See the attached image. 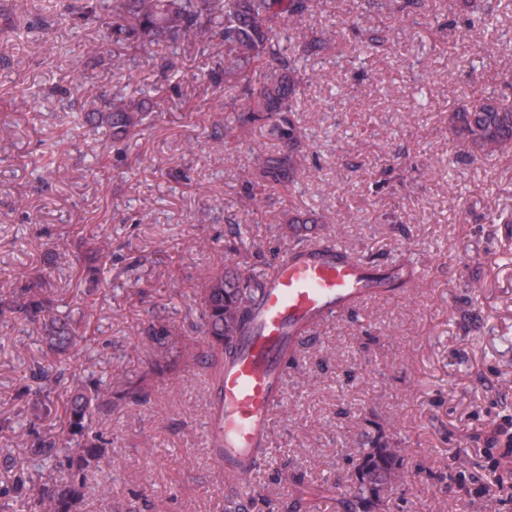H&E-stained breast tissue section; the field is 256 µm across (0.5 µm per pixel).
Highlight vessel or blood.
I'll use <instances>...</instances> for the list:
<instances>
[{"mask_svg": "<svg viewBox=\"0 0 512 512\" xmlns=\"http://www.w3.org/2000/svg\"><path fill=\"white\" fill-rule=\"evenodd\" d=\"M361 267L325 255L286 257L269 284L257 328L241 341V355L224 371L221 414L214 421L228 447H254L280 401L276 388L281 354L298 326L311 317L343 310L368 293Z\"/></svg>", "mask_w": 512, "mask_h": 512, "instance_id": "b4317fda", "label": "vessel or blood"}]
</instances>
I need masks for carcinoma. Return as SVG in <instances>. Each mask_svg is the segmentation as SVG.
I'll use <instances>...</instances> for the list:
<instances>
[{"label": "carcinoma", "instance_id": "1", "mask_svg": "<svg viewBox=\"0 0 512 512\" xmlns=\"http://www.w3.org/2000/svg\"><path fill=\"white\" fill-rule=\"evenodd\" d=\"M316 0H76L71 14L93 16L115 42L134 50L152 43L168 42L195 46L213 31L224 47V92L243 97L245 104L233 109L241 126L256 121L271 123V134L280 143L278 152L256 157L259 177L268 185L293 184L302 165V132L291 112L301 86L324 77L321 70L298 68L297 55H288L280 45L281 30L294 31L302 51L323 49L336 41V26L326 28L322 37L307 40L302 20L312 12ZM152 111L134 96L114 95L112 108L97 112L96 127L114 141L126 139L151 122ZM448 127L467 148V154L493 156L512 153V107H504L488 97L468 107L448 113ZM242 261L226 269L207 272L197 290L196 302L208 341L196 351L178 339L173 326L152 321L144 330L145 343L157 352L149 373L163 376L188 360L203 359L215 369V394H220L224 366L239 356V343L253 329L267 278L248 276L240 270ZM390 288L412 284V270L399 274L392 270L378 276ZM10 311L31 320H43L51 300L31 296L23 301L4 303ZM46 342L56 354L65 356L73 346L67 329L54 320L45 324ZM149 398L148 386L130 383L115 392L100 384L75 386L63 406L61 437L49 447L58 446L71 465L84 471L100 462L106 449L91 429L93 413L114 401L143 404ZM265 449H251V464L237 480L246 490L226 500L225 512H254L262 495L250 486L249 475L260 466ZM403 463L398 453L387 448L361 450L352 488L342 501L343 512H384L385 497L365 481L369 471L391 473ZM85 498V483L59 484L36 499V512H78Z\"/></svg>", "mask_w": 512, "mask_h": 512}]
</instances>
